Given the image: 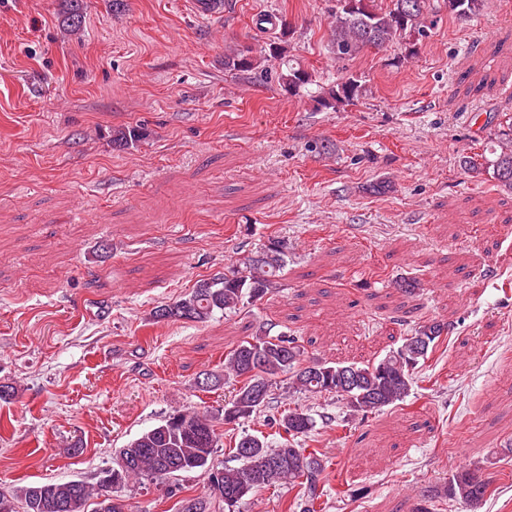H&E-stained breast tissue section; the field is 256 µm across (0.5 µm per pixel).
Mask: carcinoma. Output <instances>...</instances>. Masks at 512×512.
Masks as SVG:
<instances>
[{
    "label": "carcinoma",
    "instance_id": "cac0c4a2",
    "mask_svg": "<svg viewBox=\"0 0 512 512\" xmlns=\"http://www.w3.org/2000/svg\"><path fill=\"white\" fill-rule=\"evenodd\" d=\"M63 22L79 30L83 0H63ZM487 0H443V8L454 18L480 14ZM438 18L433 0H389L385 6L370 0L369 10L352 9L349 0H336L332 11L331 53L338 60H352L366 49H381L404 40L429 37ZM277 62L274 78L288 93L308 92L312 74L288 55L282 39L259 51L244 47L224 54V70L235 75L267 72L263 64ZM366 92L362 78L346 74L320 85L315 99L325 108L348 106ZM464 167L472 173L492 170L493 178L512 188V146L501 147L492 160L480 163L470 156ZM288 257V241L271 238L261 250L244 255L224 268V275L196 281L191 291L169 304L156 307V321L182 319L204 323L216 313L232 311L245 302L262 300L280 280ZM448 323L430 320L411 330L402 344L376 362L322 361L307 356L304 346L291 335L267 334L261 326L255 335L230 348L224 356V375L239 380L234 398L224 406V424H233L260 414L269 406L271 388L281 376L291 387L312 394H332L351 412L372 414L403 401L410 393L419 369L436 352ZM316 419L296 407L281 413L277 445L259 431L234 438L232 453L238 467L213 463L218 436L213 417L197 410H178L144 431L119 450L110 478L97 486L82 480L32 484L10 491L0 490V512H126L124 501L112 489L131 481L164 486L182 474H207L210 494L234 506L261 488L287 483L297 495L283 504V512H325L324 486L329 482V461L317 449ZM493 480L475 471L452 475L442 489L444 497L477 505L495 494ZM96 507L89 509L91 499Z\"/></svg>",
    "mask_w": 512,
    "mask_h": 512
}]
</instances>
